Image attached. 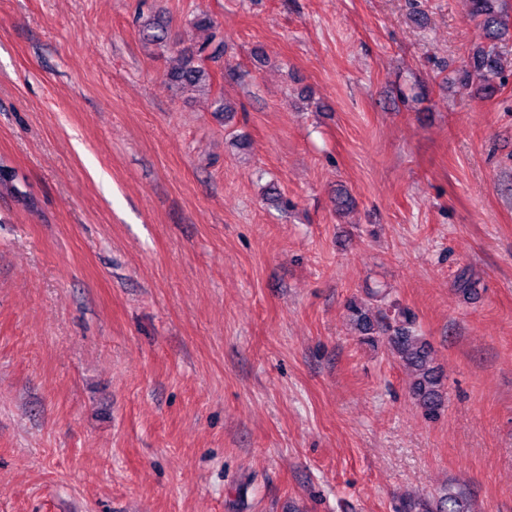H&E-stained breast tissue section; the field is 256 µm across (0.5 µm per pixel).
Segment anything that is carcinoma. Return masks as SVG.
<instances>
[{
	"label": "carcinoma",
	"mask_w": 512,
	"mask_h": 512,
	"mask_svg": "<svg viewBox=\"0 0 512 512\" xmlns=\"http://www.w3.org/2000/svg\"><path fill=\"white\" fill-rule=\"evenodd\" d=\"M474 12L483 17L486 30L493 33L498 26L506 25V20L498 15L491 0H473ZM192 26L203 33L193 49L177 53L176 66L168 70L170 82L181 91L195 90L211 92L212 72L209 63L224 57V34L214 20L206 13L194 16ZM143 38L152 44L167 45L173 42L172 32L166 20L161 17L149 18L142 24ZM481 72L500 76L503 74L501 54L497 46L482 48L474 54L469 68L462 74L461 82L469 84L471 72ZM349 311L357 329L363 334V341L374 343V325L362 306L352 301ZM387 343L402 364L411 371L413 381L411 393L420 407L429 416L436 415L444 405L442 378L432 365V349L429 343L418 335L410 317L398 311L394 322L382 328ZM464 493L460 490L447 492L436 503L435 512H464Z\"/></svg>",
	"instance_id": "obj_1"
}]
</instances>
